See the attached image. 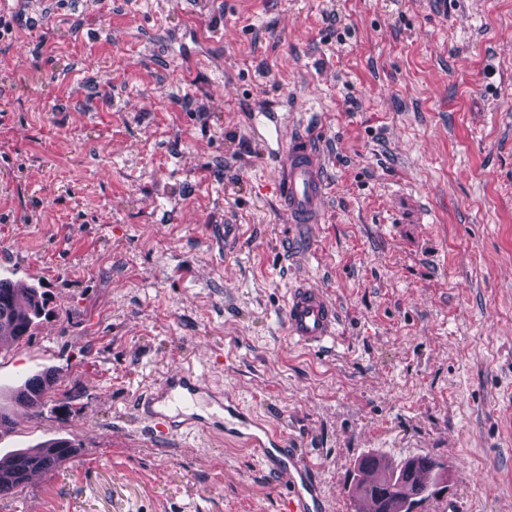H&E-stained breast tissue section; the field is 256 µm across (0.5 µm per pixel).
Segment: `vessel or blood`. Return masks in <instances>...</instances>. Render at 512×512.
Returning <instances> with one entry per match:
<instances>
[{"instance_id": "vessel-or-blood-1", "label": "vessel or blood", "mask_w": 512, "mask_h": 512, "mask_svg": "<svg viewBox=\"0 0 512 512\" xmlns=\"http://www.w3.org/2000/svg\"><path fill=\"white\" fill-rule=\"evenodd\" d=\"M250 124L265 156L278 164L276 191L289 223H319L328 181L318 140L311 134L283 136L274 112L251 113ZM283 320L290 340L308 348L321 349L338 338L335 303L304 281L289 289ZM136 406L156 437L165 439L196 425L252 450L259 466L280 482L281 512H326L321 482L308 455L290 448L232 394L210 391L203 374L183 366L167 370L138 396Z\"/></svg>"}]
</instances>
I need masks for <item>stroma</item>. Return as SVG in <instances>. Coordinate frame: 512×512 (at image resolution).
<instances>
[{
	"label": "stroma",
	"mask_w": 512,
	"mask_h": 512,
	"mask_svg": "<svg viewBox=\"0 0 512 512\" xmlns=\"http://www.w3.org/2000/svg\"><path fill=\"white\" fill-rule=\"evenodd\" d=\"M0 279L51 314L0 354V459L76 455L0 512H279L223 434L158 442L135 400L182 365L311 455H430L423 512H512V0H0ZM322 128L320 223L292 224L249 112ZM233 224L231 246L211 228ZM324 289L339 337L283 312ZM53 369L40 411L17 376ZM66 401L69 411L56 410ZM283 320L287 336L299 345L319 350L338 339L335 303L306 281L289 289Z\"/></svg>",
	"instance_id": "35a3bbf8"
}]
</instances>
